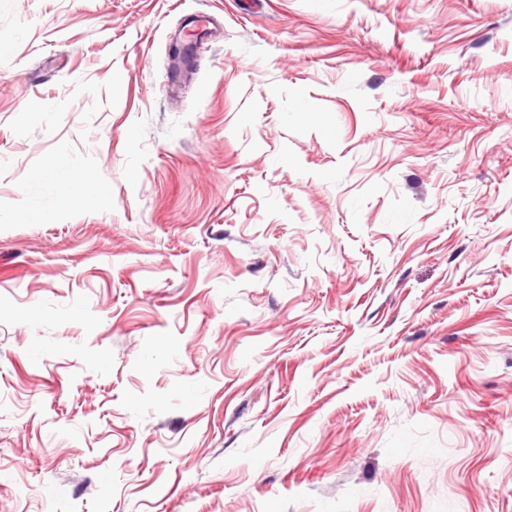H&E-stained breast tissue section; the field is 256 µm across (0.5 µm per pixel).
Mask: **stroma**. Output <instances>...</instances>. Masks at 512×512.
<instances>
[{"instance_id": "stroma-1", "label": "stroma", "mask_w": 512, "mask_h": 512, "mask_svg": "<svg viewBox=\"0 0 512 512\" xmlns=\"http://www.w3.org/2000/svg\"><path fill=\"white\" fill-rule=\"evenodd\" d=\"M0 512H512V0H0ZM60 191L58 180L52 176L36 179L28 188L31 203L44 212H52L56 208Z\"/></svg>"}]
</instances>
